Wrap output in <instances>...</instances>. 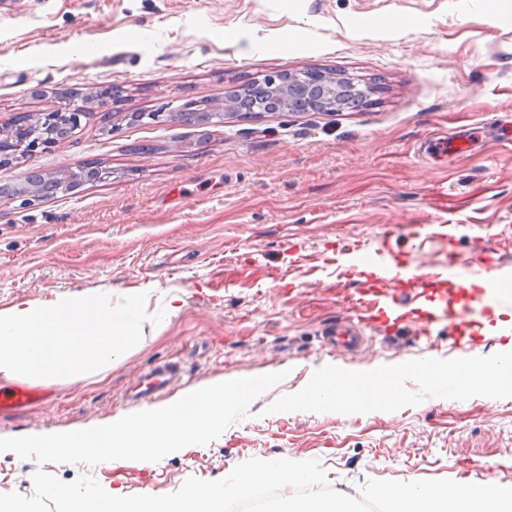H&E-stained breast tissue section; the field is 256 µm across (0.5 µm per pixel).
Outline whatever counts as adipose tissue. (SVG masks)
<instances>
[{
	"label": "adipose tissue",
	"instance_id": "ef3b65f1",
	"mask_svg": "<svg viewBox=\"0 0 512 512\" xmlns=\"http://www.w3.org/2000/svg\"><path fill=\"white\" fill-rule=\"evenodd\" d=\"M420 370L434 385L438 397L465 396L471 393L498 395L512 392V343L503 351L488 356L475 351L471 357L453 363L432 359ZM400 368L388 370L367 367L357 372L333 367L318 370L296 402L307 408L325 405L370 407L378 395L396 398Z\"/></svg>",
	"mask_w": 512,
	"mask_h": 512
}]
</instances>
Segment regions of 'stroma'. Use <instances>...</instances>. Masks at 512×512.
<instances>
[{"label": "stroma", "mask_w": 512, "mask_h": 512, "mask_svg": "<svg viewBox=\"0 0 512 512\" xmlns=\"http://www.w3.org/2000/svg\"><path fill=\"white\" fill-rule=\"evenodd\" d=\"M512 0H0V128L64 104L85 106L59 145L0 167L65 178L90 165L106 180L29 206L0 197V310L102 293H147L143 338L112 369L48 380L45 398L0 412V438L86 428L135 411L126 389L159 363L179 366L180 394L229 375L286 370L249 415L206 445L159 462L38 464L0 452V494H35L42 470L89 474L111 494L161 495L192 476L226 477L252 458L319 461L327 483L357 496L371 480L512 484V394L437 398L425 358H466L512 340V325L368 328L360 348L331 341L349 318H377L368 276L346 256L438 267L455 279L415 284L449 309L481 299L471 258L512 271V62L503 16ZM248 32L251 42L225 41ZM330 72L375 82L339 112H256L200 127L208 112L264 77ZM468 151L433 159L437 137ZM455 225L452 238L438 225ZM181 298L168 309L171 295ZM404 367L398 403L290 407L313 370Z\"/></svg>", "instance_id": "35a3bbf8"}]
</instances>
